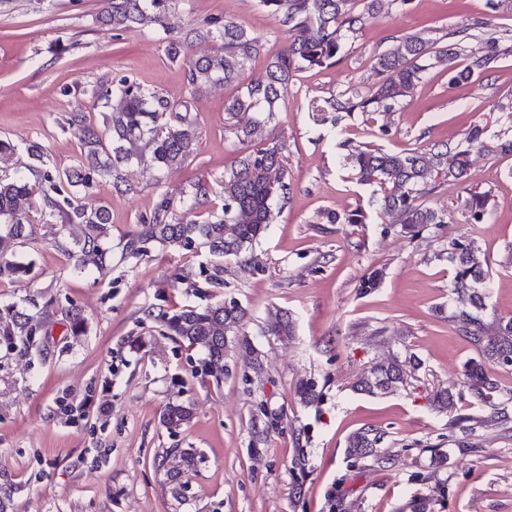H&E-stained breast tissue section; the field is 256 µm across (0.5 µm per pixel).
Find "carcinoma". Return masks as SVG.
I'll return each instance as SVG.
<instances>
[{"mask_svg": "<svg viewBox=\"0 0 512 512\" xmlns=\"http://www.w3.org/2000/svg\"><path fill=\"white\" fill-rule=\"evenodd\" d=\"M363 7H357V2ZM403 7L410 0H262L274 14H280L287 26L286 42L275 53L266 55V80L256 85L240 83L246 66L261 55L262 44L242 26L224 20L210 27H192L177 39L168 41L167 57L185 65L187 85L197 94L215 85H234L237 92L225 104L228 119L236 120L239 154L230 167L224 169V203L213 205L212 187L199 179L187 188L164 193L152 213L142 218L135 229L121 241V256L138 259L159 245L165 249L192 250L203 248L215 260L204 287L218 288L224 284V258L241 259L251 252L273 222V205L288 202L289 187L281 156V145L266 131L268 116L288 88V83L304 69L325 68L341 54L347 34L363 31L383 7V2ZM170 0H102L100 19L112 29L164 28ZM222 41L220 51L211 56L189 57L192 44L198 40ZM490 49L483 55L459 63V56L446 49L434 50L420 36H406L375 59L374 69L381 80L365 91L353 89L315 106L316 111L364 112L389 111L401 99L410 96L423 73L438 68L450 74L449 82L469 80L474 72L488 73L497 68L500 58L498 40H489ZM95 94L104 99L118 96L122 106L105 112L102 121L81 108L68 112L69 127L80 134L81 152L85 163L59 171L46 167L41 145L30 142L24 146L29 162L24 170L0 176V281L13 279L27 272V265L11 260L9 244H22L34 232L30 210H40L46 220L60 225L59 231L77 224L82 228L74 239V249L68 250L76 276L104 273L108 269L107 244L112 220L105 204L87 209L79 204L77 188L88 187L94 178L106 176L117 188L132 192L126 183L125 168L148 164L155 180L179 167L192 155L198 142L197 129L190 118V105L173 102L128 76L101 85ZM152 147L150 160H145L142 144ZM347 159L357 179L374 187L381 214L388 223L400 228L406 236H416L428 226L444 223L446 213L426 207L420 199L431 194L441 184L462 182L467 176L469 152L449 142L435 143L424 150L391 153L374 144H346ZM489 197L472 193L463 203L464 217L470 224H480L487 213ZM448 259L456 265L449 293L467 299L475 309L485 307L489 270L472 244L453 241L448 245ZM62 325L76 335L83 329L84 318L75 305L60 309ZM246 310L238 304L215 301L204 306L184 305L173 312L156 316L160 334L179 345L200 348L205 357L200 368L194 369L210 377L215 385L224 381V355L237 347L252 357V369L260 373L261 363L256 349L242 333ZM456 330L478 348L482 361L470 360L465 365V384L472 397L489 404L502 391L499 380L490 375L484 362L512 363V319L498 322L489 332L482 319L466 309L453 316ZM46 322L37 314L14 308L0 310V339L21 346L27 355H45L39 340L48 335ZM293 323L286 315L267 324V333L290 336ZM403 364L392 359L377 363L360 378L354 389L367 394L391 392L404 384ZM299 402L311 405L320 399L312 382L297 387ZM194 416L193 404L186 400L169 402L162 413V425L176 432ZM382 442L373 428H361L347 438V453L352 459L379 457ZM174 457L179 475L197 467L203 453L196 448H168L157 459Z\"/></svg>", "mask_w": 512, "mask_h": 512, "instance_id": "cac0c4a2", "label": "carcinoma"}]
</instances>
